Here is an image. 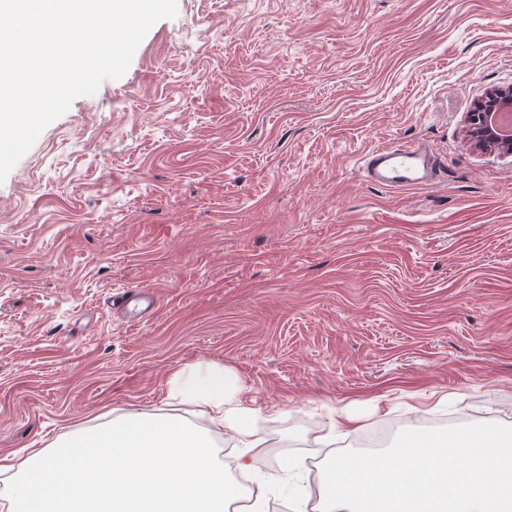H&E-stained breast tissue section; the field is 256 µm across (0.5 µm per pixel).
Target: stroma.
Wrapping results in <instances>:
<instances>
[{"instance_id":"1","label":"stroma","mask_w":512,"mask_h":512,"mask_svg":"<svg viewBox=\"0 0 512 512\" xmlns=\"http://www.w3.org/2000/svg\"><path fill=\"white\" fill-rule=\"evenodd\" d=\"M176 6L0 182V463L171 414L268 506L317 512L324 463L372 429L512 426V156L464 125L512 85V0ZM413 142L439 184L362 179ZM143 286L153 312L112 307ZM214 363L258 411L246 471L169 399ZM333 410L353 424L312 446Z\"/></svg>"}]
</instances>
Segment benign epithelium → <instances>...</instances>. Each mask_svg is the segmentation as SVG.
Masks as SVG:
<instances>
[{
  "label": "benign epithelium",
  "instance_id": "obj_1",
  "mask_svg": "<svg viewBox=\"0 0 512 512\" xmlns=\"http://www.w3.org/2000/svg\"><path fill=\"white\" fill-rule=\"evenodd\" d=\"M509 110H512V86L490 90L476 102L474 111L466 113V130L475 148L512 156V138L502 137L496 123V115Z\"/></svg>",
  "mask_w": 512,
  "mask_h": 512
}]
</instances>
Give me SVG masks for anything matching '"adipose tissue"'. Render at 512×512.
I'll list each match as a JSON object with an SVG mask.
<instances>
[{
    "instance_id": "adipose-tissue-1",
    "label": "adipose tissue",
    "mask_w": 512,
    "mask_h": 512,
    "mask_svg": "<svg viewBox=\"0 0 512 512\" xmlns=\"http://www.w3.org/2000/svg\"><path fill=\"white\" fill-rule=\"evenodd\" d=\"M244 384L231 369L212 364L204 372L189 375L175 388L179 404L190 407L194 416L219 429L233 432L246 451L259 441L251 422L255 410L243 396Z\"/></svg>"
}]
</instances>
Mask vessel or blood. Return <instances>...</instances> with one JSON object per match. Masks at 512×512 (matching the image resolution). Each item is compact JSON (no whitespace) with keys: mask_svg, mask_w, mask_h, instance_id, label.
Segmentation results:
<instances>
[{"mask_svg":"<svg viewBox=\"0 0 512 512\" xmlns=\"http://www.w3.org/2000/svg\"><path fill=\"white\" fill-rule=\"evenodd\" d=\"M362 171L367 182L383 187L432 185L438 161L435 152L421 144L382 146L364 156Z\"/></svg>","mask_w":512,"mask_h":512,"instance_id":"vessel-or-blood-1","label":"vessel or blood"}]
</instances>
